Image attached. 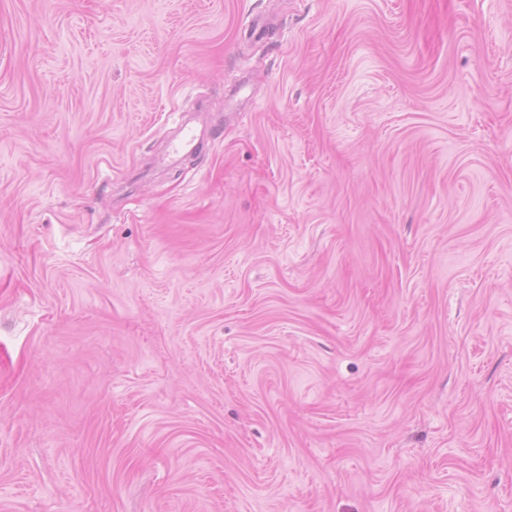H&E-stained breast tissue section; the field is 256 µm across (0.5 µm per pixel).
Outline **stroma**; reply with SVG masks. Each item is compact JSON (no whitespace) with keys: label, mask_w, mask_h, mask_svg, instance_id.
Wrapping results in <instances>:
<instances>
[{"label":"stroma","mask_w":512,"mask_h":512,"mask_svg":"<svg viewBox=\"0 0 512 512\" xmlns=\"http://www.w3.org/2000/svg\"><path fill=\"white\" fill-rule=\"evenodd\" d=\"M0 512H512V0H0Z\"/></svg>","instance_id":"obj_1"}]
</instances>
